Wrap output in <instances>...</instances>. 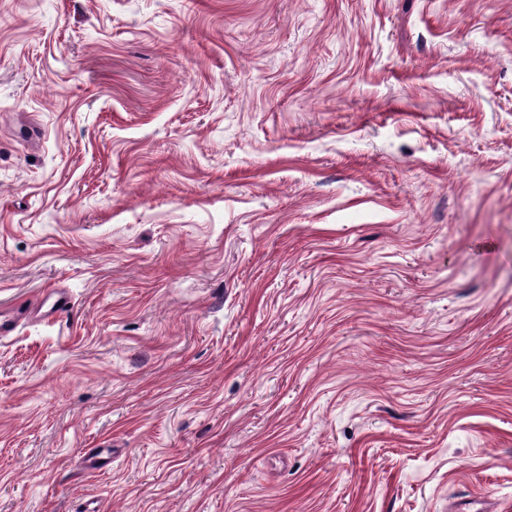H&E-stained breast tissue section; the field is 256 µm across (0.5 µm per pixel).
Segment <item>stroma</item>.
Returning <instances> with one entry per match:
<instances>
[{
    "label": "stroma",
    "instance_id": "stroma-1",
    "mask_svg": "<svg viewBox=\"0 0 512 512\" xmlns=\"http://www.w3.org/2000/svg\"><path fill=\"white\" fill-rule=\"evenodd\" d=\"M2 307L0 512H512V0H0Z\"/></svg>",
    "mask_w": 512,
    "mask_h": 512
}]
</instances>
